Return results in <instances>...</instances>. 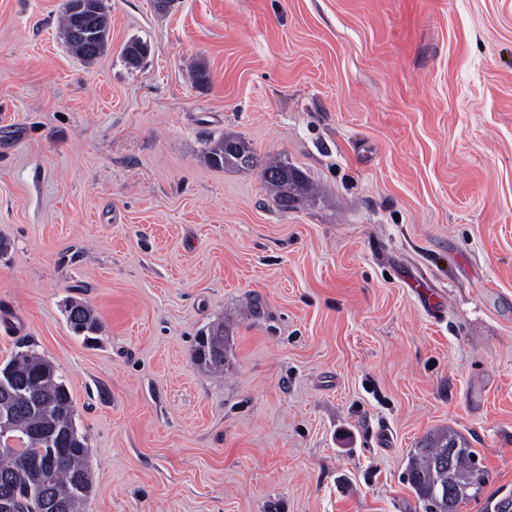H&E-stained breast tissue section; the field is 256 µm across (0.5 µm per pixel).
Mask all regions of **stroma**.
I'll return each mask as SVG.
<instances>
[{
	"mask_svg": "<svg viewBox=\"0 0 512 512\" xmlns=\"http://www.w3.org/2000/svg\"><path fill=\"white\" fill-rule=\"evenodd\" d=\"M64 3L0 0V368L62 375L85 512H422L448 428L458 512L512 500V0H104L90 63ZM226 134L256 166L204 163ZM86 8L89 11H92V13L87 14L84 16L87 23L82 25V30H92L91 32H86L83 34V37L92 41L94 40V31L97 29L104 28L107 24V19L101 15V13L94 9V5L91 3H88L86 5ZM68 41V40H67ZM109 41V28L108 30L103 34L100 35L98 38L94 40L93 48H89L88 43L83 41H76L73 42L68 41V46L71 49V51L81 60L86 62H91L98 58L106 49ZM288 171V164L277 161V162H270L268 163L264 169H263V179L264 181L274 188L276 192L278 193V199L282 203L286 202V200H291L294 195H305L307 192V184L304 179L298 184L290 181H280V182H270L265 179V174L269 171L275 172V171ZM287 207V205H285ZM67 312L68 321L76 333H94L98 331L99 321L88 306L71 302ZM406 471L408 484L415 491L423 512H448V501L442 489L439 464L448 461V475L454 469L458 476L456 492L451 485L445 486L447 497L459 504L475 497L485 482V471L477 460V452L469 448L465 437L451 430H439L427 435L420 443ZM470 491H472L470 493Z\"/></svg>",
	"mask_w": 512,
	"mask_h": 512,
	"instance_id": "obj_1",
	"label": "stroma"
}]
</instances>
